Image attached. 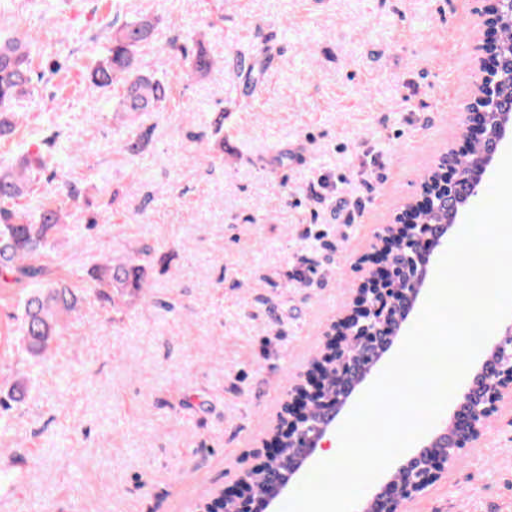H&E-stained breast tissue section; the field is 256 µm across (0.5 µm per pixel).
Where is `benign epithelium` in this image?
Segmentation results:
<instances>
[{
  "instance_id": "benign-epithelium-1",
  "label": "benign epithelium",
  "mask_w": 512,
  "mask_h": 512,
  "mask_svg": "<svg viewBox=\"0 0 512 512\" xmlns=\"http://www.w3.org/2000/svg\"><path fill=\"white\" fill-rule=\"evenodd\" d=\"M480 20L499 38L476 46L489 56L477 84L470 111L464 113L466 150L481 149L479 166L464 165L463 156L450 151L432 167L422 183L423 203L410 209L407 220L383 228L374 262L376 271L355 291L349 312L326 333L322 352L304 379L288 391L277 438L288 441L281 468L271 486L256 498L249 482L220 500V512H260L276 503L291 479L325 447L332 423L355 389L370 376L403 330L426 282L430 257L448 244V236L481 192L484 175L496 169L502 148L512 143V0H485ZM421 211L446 215L439 224H421ZM336 360V384L324 379V363ZM512 397V323L505 324L490 342L485 359L461 394L449 421L388 479L357 512H404L406 503L435 482L460 450L484 434L488 420Z\"/></svg>"
}]
</instances>
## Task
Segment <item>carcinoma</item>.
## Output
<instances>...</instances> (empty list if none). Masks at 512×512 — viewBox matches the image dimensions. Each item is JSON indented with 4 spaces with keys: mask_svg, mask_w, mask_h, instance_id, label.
<instances>
[{
    "mask_svg": "<svg viewBox=\"0 0 512 512\" xmlns=\"http://www.w3.org/2000/svg\"><path fill=\"white\" fill-rule=\"evenodd\" d=\"M157 20L142 14L112 28L106 52L88 68L85 81L108 91L118 85L121 92L113 111L127 119L143 112H160L171 98V86L165 77L143 63V52L153 40ZM32 35L20 36L0 32V138L11 136L24 117L23 102L32 85ZM172 64L196 76L208 75L217 62L205 51L173 55ZM54 143L26 151L8 167H0V286H27L20 304L18 341L23 352L43 366L52 359L51 345L64 331L70 319L81 311V293H91L104 306L114 307L129 298L144 301L150 297L142 258V250L126 259H103L85 288L79 290L64 278H49L45 268L36 264L43 249L52 241L70 238L81 246L73 234L67 206H78L79 190L69 183L64 173L54 170ZM120 149L131 157L142 153L144 144L137 134L129 133ZM59 182L63 198L44 200L35 213L17 206V201L35 193L44 176ZM275 459L268 470L251 476L253 492H267L268 472L278 466Z\"/></svg>",
    "mask_w": 512,
    "mask_h": 512,
    "instance_id": "carcinoma-1",
    "label": "carcinoma"
}]
</instances>
